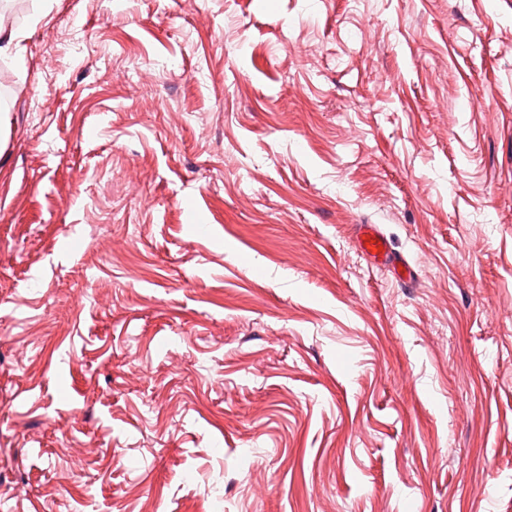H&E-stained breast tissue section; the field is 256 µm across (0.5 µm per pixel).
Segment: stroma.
I'll use <instances>...</instances> for the list:
<instances>
[{
  "label": "stroma",
  "mask_w": 512,
  "mask_h": 512,
  "mask_svg": "<svg viewBox=\"0 0 512 512\" xmlns=\"http://www.w3.org/2000/svg\"><path fill=\"white\" fill-rule=\"evenodd\" d=\"M5 22L0 512H512V0ZM22 32L18 29L4 25L3 18L0 20V56L13 55L16 59H22V48L20 46ZM357 241L361 252L376 266L391 270L396 279L404 284L413 281L414 269L404 257L394 252L378 225L359 224Z\"/></svg>",
  "instance_id": "35a3bbf8"
}]
</instances>
